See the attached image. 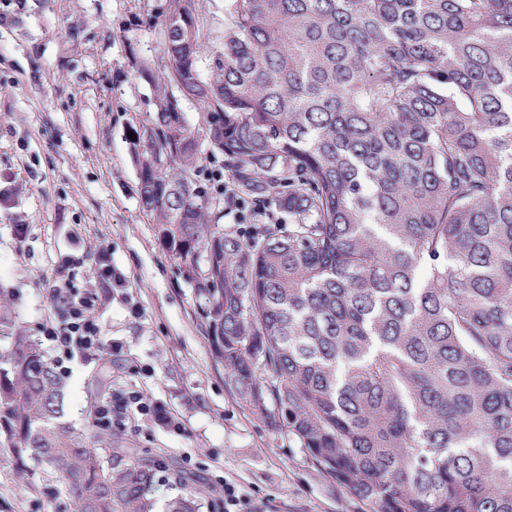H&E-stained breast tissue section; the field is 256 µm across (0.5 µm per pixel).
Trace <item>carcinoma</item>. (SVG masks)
Here are the masks:
<instances>
[{"mask_svg": "<svg viewBox=\"0 0 512 512\" xmlns=\"http://www.w3.org/2000/svg\"><path fill=\"white\" fill-rule=\"evenodd\" d=\"M186 17L170 0L140 199L225 384L373 512H512V0H227L206 78ZM204 144L271 207L252 233L210 222ZM5 364L14 458L75 512H154L153 461L63 430L31 337Z\"/></svg>", "mask_w": 512, "mask_h": 512, "instance_id": "obj_1", "label": "carcinoma"}]
</instances>
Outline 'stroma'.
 <instances>
[{"label": "stroma", "mask_w": 512, "mask_h": 512, "mask_svg": "<svg viewBox=\"0 0 512 512\" xmlns=\"http://www.w3.org/2000/svg\"><path fill=\"white\" fill-rule=\"evenodd\" d=\"M170 0H0V305L11 329L50 349L43 327L56 312L46 283L94 288L88 263L99 250L131 285L94 312L114 347L110 394L143 393L169 409L178 428L151 416L112 426V445L161 463L156 512L194 493L197 512H224V482L251 512H372L312 466L286 431L254 415L224 383L195 290L157 232L139 195L135 135L159 107L168 73L162 20ZM225 0H194L209 74L224 48ZM85 256L69 271L62 261ZM98 368L69 363L64 421L93 423ZM0 418V512H73L64 488L8 451Z\"/></svg>", "instance_id": "stroma-1"}]
</instances>
